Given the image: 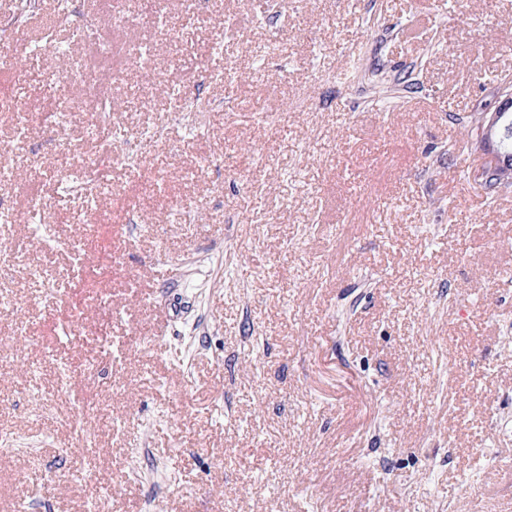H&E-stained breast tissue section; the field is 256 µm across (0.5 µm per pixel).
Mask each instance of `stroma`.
<instances>
[{"instance_id":"1","label":"stroma","mask_w":512,"mask_h":512,"mask_svg":"<svg viewBox=\"0 0 512 512\" xmlns=\"http://www.w3.org/2000/svg\"><path fill=\"white\" fill-rule=\"evenodd\" d=\"M167 8L174 37L115 33L111 193L56 191L100 149L90 112L65 150L32 128L42 170L0 183L82 213L0 237L55 250L47 285L21 263L0 286V512H512V185L470 178L512 0ZM48 24L84 54L39 0L0 72L47 109ZM200 70L233 82L192 86L189 129L167 87ZM75 239L87 273L51 287Z\"/></svg>"}]
</instances>
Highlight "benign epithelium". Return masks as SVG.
I'll use <instances>...</instances> for the list:
<instances>
[{
	"label": "benign epithelium",
	"mask_w": 512,
	"mask_h": 512,
	"mask_svg": "<svg viewBox=\"0 0 512 512\" xmlns=\"http://www.w3.org/2000/svg\"><path fill=\"white\" fill-rule=\"evenodd\" d=\"M512 125V90L502 92V100L492 111L482 112L475 120V138L479 144L480 161L473 178L481 183L494 180L505 182L512 171V154L503 148V135Z\"/></svg>",
	"instance_id": "obj_1"
}]
</instances>
